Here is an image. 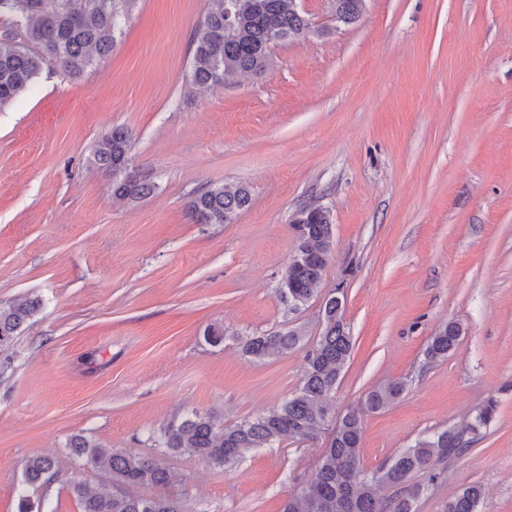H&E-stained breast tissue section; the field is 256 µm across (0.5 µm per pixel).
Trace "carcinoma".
<instances>
[{"instance_id": "cac0c4a2", "label": "carcinoma", "mask_w": 512, "mask_h": 512, "mask_svg": "<svg viewBox=\"0 0 512 512\" xmlns=\"http://www.w3.org/2000/svg\"><path fill=\"white\" fill-rule=\"evenodd\" d=\"M137 0H0V107L14 102L30 89L43 67L51 66L78 79L107 55ZM336 21L357 22L365 0H332ZM311 32L310 20L293 0H211V7L191 38L190 77L199 92L224 86L227 76L247 73L259 77L271 63V46L300 40ZM132 134L115 127L96 143L91 162L112 176V194L118 199H139L155 185L133 169ZM247 187L208 185L196 191L189 215L197 224H228L249 206ZM298 246L282 278V297L293 308L306 305L320 291L332 251L329 211L308 205L292 219ZM37 299L0 304V349L8 346L24 324L40 309ZM461 326L450 321L427 343L426 357L441 361L457 349ZM306 337L300 327L284 328L243 343L246 355L261 359L297 347ZM353 348L344 322V297L334 290L323 300L322 330L305 352L304 375L298 388L265 414L223 426L213 416L198 411L166 426L153 439L165 453L196 456L217 466H232L255 448H271L285 440L307 443L326 441L315 460L310 478L291 495L283 512H414V502L424 487L407 484V478L431 470L438 462L462 454L469 436L495 418L498 403L487 399L455 427L435 431L416 440L392 460L373 471L361 465L363 415L378 412L404 391L401 381L373 386L360 408L336 417L331 393L340 382ZM69 451L84 465L108 475L112 490L90 491L72 487L81 512H183L166 489L169 471L153 456L103 448L83 435H74ZM57 460L48 455L27 458L22 467L17 512H46L34 504L30 490L58 477ZM133 488H149L138 495ZM483 490L468 485L448 501L446 512H480Z\"/></svg>"}]
</instances>
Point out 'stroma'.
I'll use <instances>...</instances> for the list:
<instances>
[{
    "label": "stroma",
    "mask_w": 512,
    "mask_h": 512,
    "mask_svg": "<svg viewBox=\"0 0 512 512\" xmlns=\"http://www.w3.org/2000/svg\"><path fill=\"white\" fill-rule=\"evenodd\" d=\"M208 7L138 0L83 77L43 69L0 108V303L41 301L0 351V512H17L35 455L61 474L34 499L81 512L72 486L107 477L70 455L71 436L151 455V434L192 411L233 425L288 399L305 347L253 359L239 340L321 331L320 300L293 311L280 293L309 203L331 214L322 289L343 290L354 336L337 414L379 382L406 385L365 417L363 467L492 397L495 419L463 454L412 475L415 512H445L471 484L481 512H512V0H366L350 25L331 0H301L314 34L273 45L260 78L200 94L190 41ZM115 127L157 185L145 198L113 199L89 162ZM215 184L246 186L250 206L194 223L191 195ZM451 321L458 349L428 361ZM321 452L286 440L231 467L163 462L184 512H281Z\"/></svg>",
    "instance_id": "stroma-1"
}]
</instances>
